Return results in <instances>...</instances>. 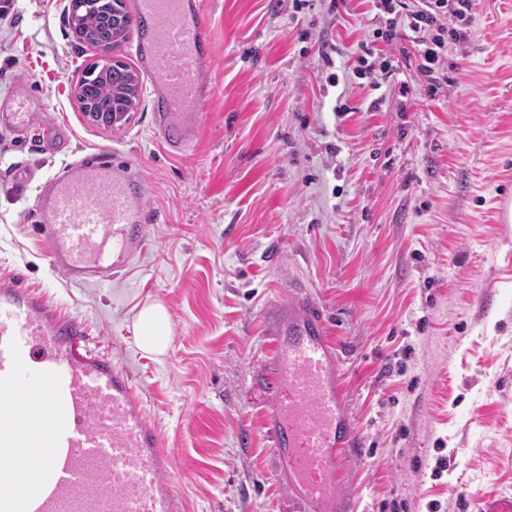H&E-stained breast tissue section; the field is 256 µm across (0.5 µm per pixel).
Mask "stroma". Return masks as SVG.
Returning a JSON list of instances; mask_svg holds the SVG:
<instances>
[{
    "mask_svg": "<svg viewBox=\"0 0 512 512\" xmlns=\"http://www.w3.org/2000/svg\"><path fill=\"white\" fill-rule=\"evenodd\" d=\"M68 4L16 0L0 15V99L39 101L69 135L51 153L0 124V279L82 321L142 387L187 512H281L259 378L264 312L292 278L342 347L364 442L345 487L358 512H468L512 492V0H475L434 94L392 46L394 82L356 76L368 0H201L214 83L181 155L155 130L152 76L126 124L80 112L72 88L97 52L74 38ZM98 151L141 171L150 245L112 285L74 286L50 266L36 194ZM156 300L161 356L134 335Z\"/></svg>",
    "mask_w": 512,
    "mask_h": 512,
    "instance_id": "stroma-1",
    "label": "stroma"
}]
</instances>
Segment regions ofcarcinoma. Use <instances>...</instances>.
Returning a JSON list of instances; mask_svg holds the SVG:
<instances>
[{
    "instance_id": "obj_1",
    "label": "carcinoma",
    "mask_w": 512,
    "mask_h": 512,
    "mask_svg": "<svg viewBox=\"0 0 512 512\" xmlns=\"http://www.w3.org/2000/svg\"><path fill=\"white\" fill-rule=\"evenodd\" d=\"M122 11L114 0H97L91 8H81L76 18L69 19L71 28H80L84 33V44L101 54V60L89 64L82 72L81 83L85 88L83 99L79 100L82 112L92 110L108 115L114 112V93H124L122 110L126 113L136 109L141 95V77L122 62L103 64L109 59L111 48L128 42L130 29L113 28L105 23L106 16Z\"/></svg>"
}]
</instances>
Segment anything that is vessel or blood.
<instances>
[{
    "label": "vessel or blood",
    "mask_w": 512,
    "mask_h": 512,
    "mask_svg": "<svg viewBox=\"0 0 512 512\" xmlns=\"http://www.w3.org/2000/svg\"><path fill=\"white\" fill-rule=\"evenodd\" d=\"M139 64L156 75V128L170 152L189 147L213 84V34L197 0H131ZM0 122L37 131L61 151L68 137L44 113L0 103ZM37 230L54 269L75 285L111 282L143 253L149 213L131 164L92 153L65 163L37 198ZM272 366L262 380L263 427L285 485L284 512H354L341 486L363 445L347 408L341 358L326 312L292 285L265 312ZM35 423L18 425L22 412ZM177 457L144 392L82 322L42 293L0 280V512H185L169 480ZM474 512H512V493Z\"/></svg>",
    "instance_id": "obj_1"
}]
</instances>
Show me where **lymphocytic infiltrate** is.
<instances>
[{
  "instance_id": "f902f5d3",
  "label": "lymphocytic infiltrate",
  "mask_w": 512,
  "mask_h": 512,
  "mask_svg": "<svg viewBox=\"0 0 512 512\" xmlns=\"http://www.w3.org/2000/svg\"><path fill=\"white\" fill-rule=\"evenodd\" d=\"M376 27L374 45H363L357 73L373 88L389 82L395 68L379 54L377 43L393 44L398 38L409 37L418 56L419 71L426 77L430 90H438L449 82L447 44L459 40L460 21L469 19L473 0H420L409 5L407 0H371Z\"/></svg>"
}]
</instances>
